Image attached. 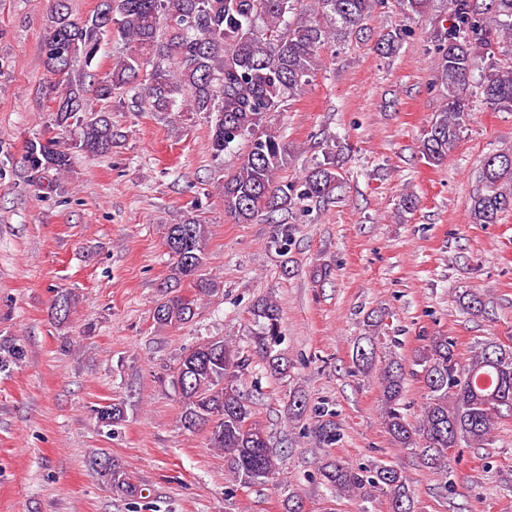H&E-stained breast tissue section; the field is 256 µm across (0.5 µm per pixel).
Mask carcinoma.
Segmentation results:
<instances>
[{"mask_svg": "<svg viewBox=\"0 0 512 512\" xmlns=\"http://www.w3.org/2000/svg\"><path fill=\"white\" fill-rule=\"evenodd\" d=\"M300 0H111L101 2L84 19L72 17L69 0H51L50 17L42 45L44 65L55 84L64 87L54 107V126L77 130L72 147H61L58 137L27 141L26 159L35 180L48 170L72 172L74 148L102 155L112 151L114 130L108 111L87 102L81 84L69 72L81 55L91 65L105 31L128 46L127 53L98 80L96 97L112 101L115 90L136 80L145 83L135 99L152 112H203L211 123V154L218 159L235 143L249 142L240 166L224 176V214L237 224H249L260 214L272 220L305 201L320 202L342 189L335 154L328 152L315 163L298 185L282 177L291 152L280 136L269 131V114L310 84L319 67V49L362 33L377 0H313L310 13H297ZM431 0H398L408 19L425 14ZM447 31L433 44L434 84L442 91L443 105L435 112L430 129L420 143L422 158L441 166L461 141L479 98L494 110L512 111V65L490 64L479 81L476 51L491 54L507 40L512 44V0H442ZM406 30L390 31L377 40L383 57L393 56ZM482 189L471 198L474 224H496L512 211V149L484 158L479 171ZM175 242L170 257L178 281L188 280L195 298L169 296L154 310L161 327L183 325L196 315L195 299L216 290L213 280L199 274L207 246L205 225L195 216L166 228L164 244ZM461 310L482 312L481 296L465 289L456 295ZM73 298L57 292L51 313L59 323L69 320ZM257 330L253 352L272 376L287 369L276 350L281 344V316L277 304L260 299L252 307ZM383 315L367 319L366 345H357L355 371L375 374L380 391L383 424L399 447L412 451L421 463L448 471V449L464 442L484 446L503 411H512V346L486 341L463 363L454 342L443 334L424 337V343L405 369L392 357L377 361L376 340ZM207 353L183 355L173 387L182 404L183 427L195 432L213 423L208 444L224 452V464L243 485L269 484L280 470L278 455L268 436L254 420L251 406L237 385L249 358L222 338L210 339ZM418 380L425 391L420 417L411 422L403 412L407 377ZM120 402L97 409L98 420L111 425L123 418ZM93 464L110 489L126 500L141 490L121 463L103 455ZM327 489L338 496L381 490L390 512H413L412 491L403 471L395 465L355 468L345 461L321 465Z\"/></svg>", "mask_w": 512, "mask_h": 512, "instance_id": "cac0c4a2", "label": "carcinoma"}]
</instances>
